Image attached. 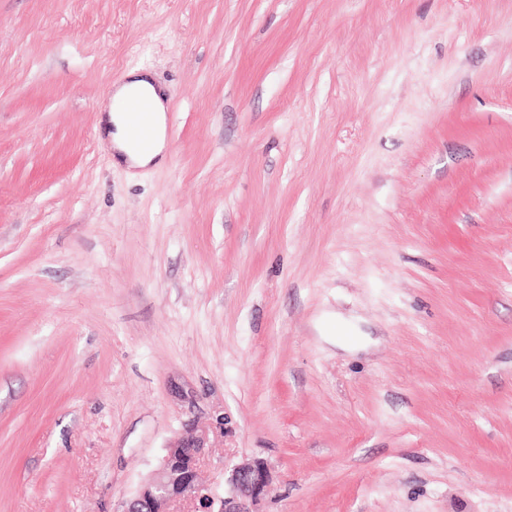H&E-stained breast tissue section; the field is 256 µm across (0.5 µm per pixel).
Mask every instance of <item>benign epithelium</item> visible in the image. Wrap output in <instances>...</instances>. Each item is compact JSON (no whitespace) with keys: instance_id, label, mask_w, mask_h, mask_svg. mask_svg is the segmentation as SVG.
I'll return each mask as SVG.
<instances>
[{"instance_id":"obj_1","label":"benign epithelium","mask_w":512,"mask_h":512,"mask_svg":"<svg viewBox=\"0 0 512 512\" xmlns=\"http://www.w3.org/2000/svg\"><path fill=\"white\" fill-rule=\"evenodd\" d=\"M205 443L206 435L192 430L178 446L167 449L154 478L124 500L118 512H173L171 505L192 498L202 512H212L214 500L201 494L199 457ZM271 479L262 461L234 466L228 477L232 493L221 500L219 512H253L250 506L262 499Z\"/></svg>"}]
</instances>
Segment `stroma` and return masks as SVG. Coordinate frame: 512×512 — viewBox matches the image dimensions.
Here are the masks:
<instances>
[{"label":"stroma","mask_w":512,"mask_h":512,"mask_svg":"<svg viewBox=\"0 0 512 512\" xmlns=\"http://www.w3.org/2000/svg\"><path fill=\"white\" fill-rule=\"evenodd\" d=\"M193 428L260 512H512V0H0V512ZM133 98L149 102L151 111L149 121L153 134L148 147L137 148L133 143L131 120L133 117L134 138L145 145L151 135L145 115L149 112L147 105L141 103L133 109L132 117L123 107ZM106 112L105 127L107 142L112 156L123 160L128 168L137 169L154 165L165 157L167 146L166 105L163 91L152 81L150 75L141 68L129 70L125 81L114 87L108 101L103 105ZM271 479V471L262 461L235 465L228 477L232 493L224 496L217 512H258L251 510L250 506L262 499Z\"/></svg>","instance_id":"35a3bbf8"}]
</instances>
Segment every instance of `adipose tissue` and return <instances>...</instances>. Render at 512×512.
<instances>
[{
	"instance_id": "1",
	"label": "adipose tissue",
	"mask_w": 512,
	"mask_h": 512,
	"mask_svg": "<svg viewBox=\"0 0 512 512\" xmlns=\"http://www.w3.org/2000/svg\"><path fill=\"white\" fill-rule=\"evenodd\" d=\"M141 98L149 102V121L153 134L148 147L139 148L133 143L132 117L125 105ZM107 142L113 154L123 160L128 168L137 169L154 165L165 157L167 146L166 105L164 95L143 69L134 68L125 75V80L116 86L104 104Z\"/></svg>"
}]
</instances>
